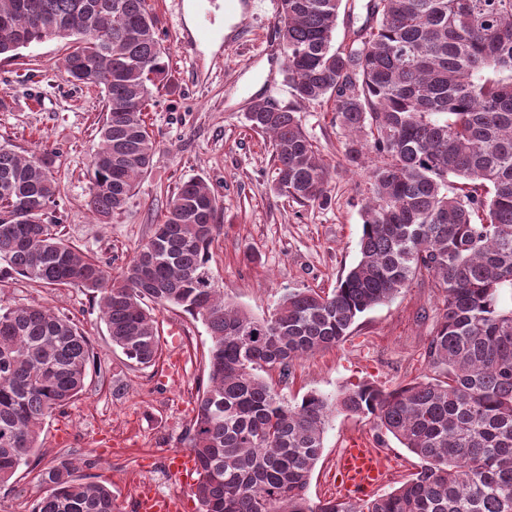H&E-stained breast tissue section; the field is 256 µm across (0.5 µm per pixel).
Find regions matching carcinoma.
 Instances as JSON below:
<instances>
[{
  "mask_svg": "<svg viewBox=\"0 0 512 512\" xmlns=\"http://www.w3.org/2000/svg\"><path fill=\"white\" fill-rule=\"evenodd\" d=\"M341 5L279 0L277 17L292 95L332 103L349 133L344 159L371 186L359 257L332 291L284 288L262 317L226 301L209 267L218 203L201 179L176 187L114 275L53 219L57 153L2 144L0 274L90 294L112 346L136 366L161 357L155 310L206 326L207 379L186 432L197 512H512V307L501 305L512 292V0H367L366 23L336 46ZM67 28L59 71L104 100L87 205L105 222L157 151L145 112L167 78V51L146 0H0V55ZM248 121L271 140L274 190L326 205L329 170L297 112L256 100ZM418 276L445 292L423 378L290 401L261 375L274 368L288 382L297 360L343 343L362 314ZM89 361V339L67 314L0 306L1 483L30 465L47 418L82 395ZM338 412L373 416L420 470L374 499L311 502ZM82 466L94 461L42 470L30 512H120L107 485L78 475Z\"/></svg>",
  "mask_w": 512,
  "mask_h": 512,
  "instance_id": "carcinoma-1",
  "label": "carcinoma"
}]
</instances>
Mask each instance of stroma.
<instances>
[{
    "label": "stroma",
    "instance_id": "1",
    "mask_svg": "<svg viewBox=\"0 0 512 512\" xmlns=\"http://www.w3.org/2000/svg\"><path fill=\"white\" fill-rule=\"evenodd\" d=\"M147 3L169 52V79L153 89L145 116L157 142L152 164L111 223H98L87 206V169L99 146L103 99L60 76L62 41L50 37L22 49L17 59L0 58V142L21 154L45 146L58 153L61 194L54 215L74 246L112 271H120L134 247L148 239L178 184L200 178L221 207L224 231L212 246L210 268L228 299L261 316L282 288L331 290L358 258L370 186L343 158L347 135L330 103L298 102L282 72V53L269 50L266 36L277 27V0H264L249 19L245 42L230 51L200 40L181 47V39L195 31L197 0ZM257 99L299 112L330 168L327 206H302L274 190L271 142L247 120ZM249 251L257 261L246 260ZM33 301L74 319L90 340L95 364L79 400L47 420L30 466L0 484V512H29L42 493L39 472L62 456L96 459L86 477L106 483L123 512H136L146 484L182 496L187 512H196L193 478L174 477L166 460L185 450L186 429L197 413L210 344L202 322L176 309L158 311L163 352L155 366L140 368L113 348L86 292L41 288L16 275L0 279V303ZM443 312V290L414 279L392 301L364 313L345 342L298 361L278 389L293 399L364 381L392 390L422 378L428 339ZM350 438L374 445L386 458L388 476L379 493L391 491L419 464L395 439L378 438L372 417L334 414L307 491L311 501L338 497L336 459Z\"/></svg>",
    "mask_w": 512,
    "mask_h": 512
}]
</instances>
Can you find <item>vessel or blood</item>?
Returning a JSON list of instances; mask_svg holds the SVG:
<instances>
[{"label":"vessel or blood","mask_w":512,"mask_h":512,"mask_svg":"<svg viewBox=\"0 0 512 512\" xmlns=\"http://www.w3.org/2000/svg\"><path fill=\"white\" fill-rule=\"evenodd\" d=\"M224 10L238 19L232 32L226 33L202 23L198 26V33L202 39L219 40L230 47L239 43L245 34L252 3L251 0H224ZM337 472L347 497L360 498L381 483L383 457L364 443L352 440L338 457ZM181 507L180 500L157 495L147 486L142 487L138 496V512H180Z\"/></svg>","instance_id":"vessel-or-blood-1"}]
</instances>
